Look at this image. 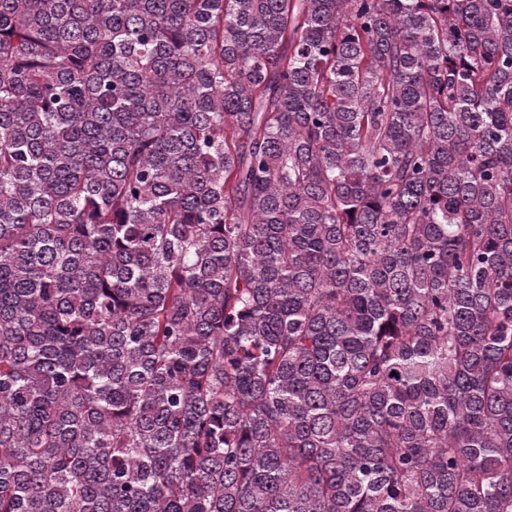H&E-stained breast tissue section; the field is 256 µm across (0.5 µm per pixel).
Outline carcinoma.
<instances>
[{"instance_id": "1", "label": "carcinoma", "mask_w": 512, "mask_h": 512, "mask_svg": "<svg viewBox=\"0 0 512 512\" xmlns=\"http://www.w3.org/2000/svg\"><path fill=\"white\" fill-rule=\"evenodd\" d=\"M0 512H512V0H0Z\"/></svg>"}]
</instances>
